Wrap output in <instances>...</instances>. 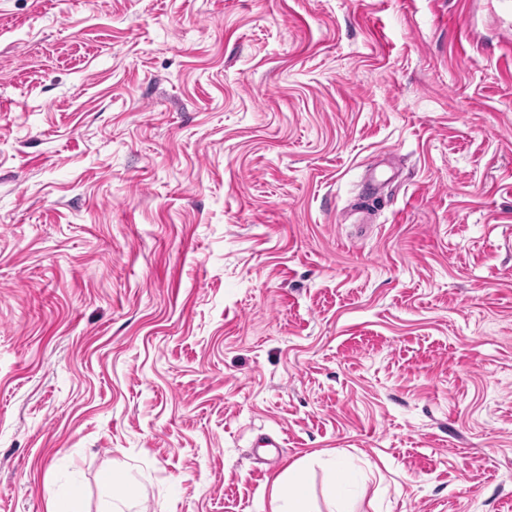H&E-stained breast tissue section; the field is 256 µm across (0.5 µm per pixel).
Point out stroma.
Masks as SVG:
<instances>
[{
  "instance_id": "1",
  "label": "stroma",
  "mask_w": 512,
  "mask_h": 512,
  "mask_svg": "<svg viewBox=\"0 0 512 512\" xmlns=\"http://www.w3.org/2000/svg\"><path fill=\"white\" fill-rule=\"evenodd\" d=\"M511 30L0 0V512H512ZM331 465V476L325 486V494L334 506V509L331 512H348L345 510L346 505L343 495L345 472L343 468L336 463V460H334ZM302 470L298 463L288 469V482L278 476L273 484L272 507L270 512H311L304 485L297 479L291 480L289 473Z\"/></svg>"
}]
</instances>
